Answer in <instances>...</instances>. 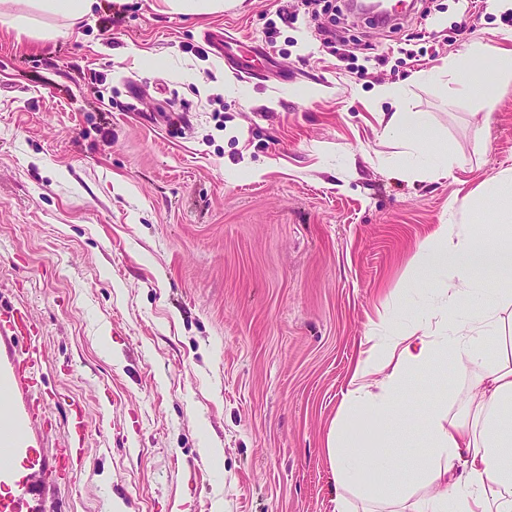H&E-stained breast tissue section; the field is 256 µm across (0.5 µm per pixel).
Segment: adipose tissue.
I'll list each match as a JSON object with an SVG mask.
<instances>
[{"label":"adipose tissue","instance_id":"obj_1","mask_svg":"<svg viewBox=\"0 0 512 512\" xmlns=\"http://www.w3.org/2000/svg\"><path fill=\"white\" fill-rule=\"evenodd\" d=\"M474 44L449 57L438 71L454 94L484 101L493 88L512 83V53L501 50L491 77L470 69ZM395 110L382 118V133L404 140L410 166L402 174L446 177L459 161L439 151H418L425 117L404 105V88H379ZM492 222L474 223L485 201ZM454 223L441 224L418 244L412 272L436 273L437 307L422 306L407 318L380 316L353 367L347 395L323 453L338 493L335 512H512V170L503 171L449 206ZM454 363L467 381L456 413L440 394L426 409L424 449L395 459L392 424L412 419L404 400L411 377Z\"/></svg>","mask_w":512,"mask_h":512}]
</instances>
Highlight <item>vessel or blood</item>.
<instances>
[{"instance_id": "b4317fda", "label": "vessel or blood", "mask_w": 512, "mask_h": 512, "mask_svg": "<svg viewBox=\"0 0 512 512\" xmlns=\"http://www.w3.org/2000/svg\"><path fill=\"white\" fill-rule=\"evenodd\" d=\"M0 334L21 338L23 345L15 356L16 375L0 373V512H51L44 499L43 486L59 470L77 474L84 465L80 442L87 431L82 414L71 421L70 442L64 448H36L29 444L24 421L11 407L16 378L32 383L38 370L35 356L40 338L20 310L0 308Z\"/></svg>"}]
</instances>
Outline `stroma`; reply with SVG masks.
<instances>
[{"label": "stroma", "instance_id": "obj_1", "mask_svg": "<svg viewBox=\"0 0 512 512\" xmlns=\"http://www.w3.org/2000/svg\"><path fill=\"white\" fill-rule=\"evenodd\" d=\"M346 2L0 25V304L43 364L13 408L36 447H63L74 406L87 422L58 512H334L323 448L371 322L432 302L426 272L388 296L450 202L512 169V85L479 103L433 77L474 42L512 49L492 0H418L394 28ZM385 84L464 167L397 174Z\"/></svg>", "mask_w": 512, "mask_h": 512}]
</instances>
